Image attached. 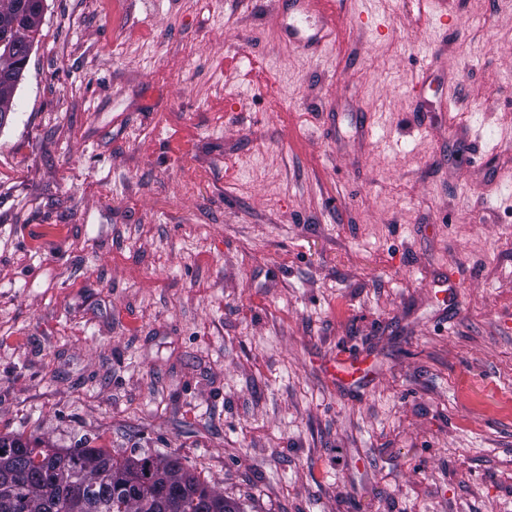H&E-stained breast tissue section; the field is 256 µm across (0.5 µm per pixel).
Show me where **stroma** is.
Listing matches in <instances>:
<instances>
[{
    "label": "stroma",
    "instance_id": "obj_1",
    "mask_svg": "<svg viewBox=\"0 0 512 512\" xmlns=\"http://www.w3.org/2000/svg\"><path fill=\"white\" fill-rule=\"evenodd\" d=\"M288 2L46 0L0 436L242 512H512V0H343L322 57Z\"/></svg>",
    "mask_w": 512,
    "mask_h": 512
}]
</instances>
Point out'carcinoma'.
Segmentation results:
<instances>
[{
    "label": "carcinoma",
    "instance_id": "cac0c4a2",
    "mask_svg": "<svg viewBox=\"0 0 512 512\" xmlns=\"http://www.w3.org/2000/svg\"><path fill=\"white\" fill-rule=\"evenodd\" d=\"M44 4H31V0H7L0 7V18L19 16L21 22L10 35L8 46L15 58L10 78L0 80V126L12 111V93L26 69L30 50L39 32ZM27 468L33 477L6 490L20 503V512H48L47 502L58 489V482L66 474H73L84 483L92 495L109 488L102 512H142L140 498L126 492L130 483L145 495L166 493L173 497V512H200V505L207 501L212 512H238L224 500V494L208 487L194 474L183 470L177 461L159 460L144 456L135 460L118 462L103 448H75L60 452L53 448L32 446L20 438L0 436V464Z\"/></svg>",
    "mask_w": 512,
    "mask_h": 512
}]
</instances>
